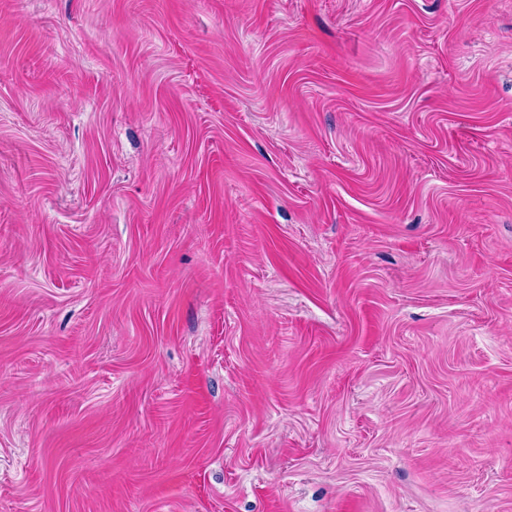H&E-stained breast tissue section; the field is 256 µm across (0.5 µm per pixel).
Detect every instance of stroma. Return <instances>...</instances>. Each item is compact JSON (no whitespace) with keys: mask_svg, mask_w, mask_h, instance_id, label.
<instances>
[{"mask_svg":"<svg viewBox=\"0 0 512 512\" xmlns=\"http://www.w3.org/2000/svg\"><path fill=\"white\" fill-rule=\"evenodd\" d=\"M0 512H512V0H0Z\"/></svg>","mask_w":512,"mask_h":512,"instance_id":"stroma-1","label":"stroma"}]
</instances>
